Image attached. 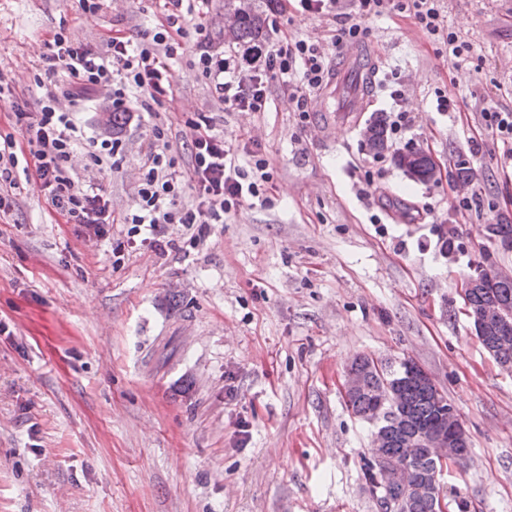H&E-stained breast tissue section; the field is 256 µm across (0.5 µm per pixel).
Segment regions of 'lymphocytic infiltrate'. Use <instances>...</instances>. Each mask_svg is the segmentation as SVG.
Returning a JSON list of instances; mask_svg holds the SVG:
<instances>
[{
  "instance_id": "lymphocytic-infiltrate-1",
  "label": "lymphocytic infiltrate",
  "mask_w": 512,
  "mask_h": 512,
  "mask_svg": "<svg viewBox=\"0 0 512 512\" xmlns=\"http://www.w3.org/2000/svg\"><path fill=\"white\" fill-rule=\"evenodd\" d=\"M211 0H163L165 18L151 42L133 43L123 36L111 38L103 47L72 42L56 33L47 43L44 58L49 63L46 77L63 84L62 93L45 89L35 111L16 109L21 132L34 159L35 175L54 210L75 224L101 233L112 221V201L95 182L80 181L72 157L81 135L71 109L86 95L106 91L112 109H126L130 93L161 103L172 96L168 62L177 56L181 37L196 33L195 58L225 110L264 111L272 84H279L300 114H307L309 99L329 79L331 69L321 45L306 38L279 35L242 54L225 57L214 54L209 38L196 20L206 14ZM413 18L434 42L443 45L454 58L467 59L471 45L450 31L441 0H357V9L342 26L339 41L366 38L368 20L391 11ZM191 133L192 167L182 172L171 153L166 129L154 125L142 158V177L137 188L136 207L123 221L131 236L155 243L162 225L194 226L219 224L244 199L260 197L270 178L267 159L254 157L251 167L238 162L232 144L214 133L211 121L202 117L188 121ZM195 194L194 202L178 206L185 191Z\"/></svg>"
}]
</instances>
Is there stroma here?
<instances>
[{
  "label": "stroma",
  "instance_id": "1",
  "mask_svg": "<svg viewBox=\"0 0 512 512\" xmlns=\"http://www.w3.org/2000/svg\"><path fill=\"white\" fill-rule=\"evenodd\" d=\"M244 2L331 60L339 19L354 11V0H337L331 17L301 14L296 0ZM443 9L469 58L407 14L370 21L361 46L378 71L356 117L317 92L300 117L276 86L265 111H225L191 63L192 34L170 62L173 98L149 112L130 99L112 170L89 157L107 127L103 99L82 102L75 169L112 199L103 235L67 223L22 173L0 188V512H379L360 469L375 427L343 388L360 355L415 361L462 419L470 457L440 479L449 512H512V369L483 348L463 298L478 262L512 273V251L482 234L512 224V150L480 118L485 107L512 113V0ZM162 17L157 0H102L95 13L78 0H0V82L12 91L0 141L21 140L13 106L41 97L34 78L55 32L136 41ZM393 76L415 122L377 158L363 131L391 112ZM441 91L457 111H436ZM201 113L240 165L268 160L262 195L206 225L199 243L169 224L161 248L127 246L122 218L154 124L186 171L185 122ZM416 145L437 178L395 164ZM460 165L476 179L460 184Z\"/></svg>",
  "mask_w": 512,
  "mask_h": 512
}]
</instances>
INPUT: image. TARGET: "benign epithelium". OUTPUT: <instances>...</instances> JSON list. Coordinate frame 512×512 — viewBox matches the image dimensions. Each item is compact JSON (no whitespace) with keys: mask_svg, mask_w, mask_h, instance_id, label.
<instances>
[{"mask_svg":"<svg viewBox=\"0 0 512 512\" xmlns=\"http://www.w3.org/2000/svg\"><path fill=\"white\" fill-rule=\"evenodd\" d=\"M478 333L487 329L496 331L495 345L506 347L512 344V326L507 324L505 313L496 306H488L482 310L470 312ZM418 384L420 386H433L434 380L420 366L411 360L403 361L402 377L385 384L386 399L380 400L371 412V422L377 426L374 435L370 456L379 463L385 458V448L389 447L396 429L403 425L404 413L395 407H385V400L391 398L399 403L405 402V385ZM368 389L365 377L355 369H348L344 390L348 396H355ZM466 433L455 409L448 405L441 409L440 428L438 432L429 435L424 446L427 454L435 460L446 463L466 453L464 445ZM412 472L405 466L384 468L377 474V481L381 486L389 484L405 486L411 497L433 495L436 499L437 512H447V503L438 492L437 475L422 476L415 484H410Z\"/></svg>","mask_w":512,"mask_h":512,"instance_id":"benign-epithelium-1","label":"benign epithelium"}]
</instances>
